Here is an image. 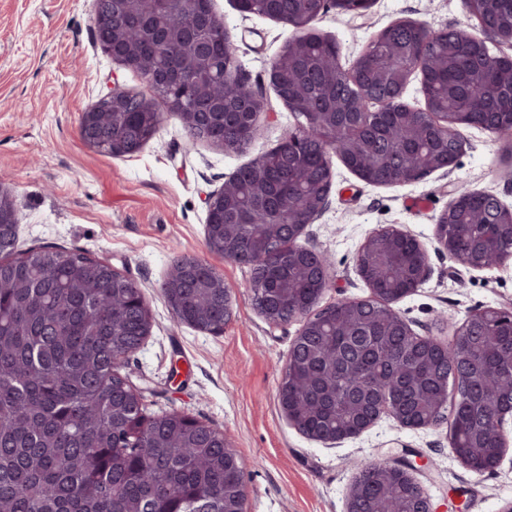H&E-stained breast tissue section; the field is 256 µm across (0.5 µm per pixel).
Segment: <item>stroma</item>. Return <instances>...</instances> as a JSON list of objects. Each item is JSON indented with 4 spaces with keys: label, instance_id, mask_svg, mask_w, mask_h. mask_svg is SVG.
Returning <instances> with one entry per match:
<instances>
[{
    "label": "stroma",
    "instance_id": "1",
    "mask_svg": "<svg viewBox=\"0 0 512 512\" xmlns=\"http://www.w3.org/2000/svg\"><path fill=\"white\" fill-rule=\"evenodd\" d=\"M212 5L249 86L269 105L252 141L240 152L194 144L167 116L136 153L115 157L83 144L80 116L112 84L141 92L145 83L100 47L91 22L95 0H0V186L12 191L19 210L17 251L78 249L139 286L152 326L119 371L150 412L178 411L223 430L243 472L246 512H347L358 465L405 448L424 463L415 478L436 512H501L512 503V449L496 471L479 475L457 461L444 425L409 430L385 417L359 436L323 443L283 416L277 391L301 324H268L253 304L249 271L210 252L204 229L207 194L296 125L269 80L292 31L241 13L236 0ZM403 19L478 31L463 0H374L364 16L332 8L314 27L336 41L347 67L382 29ZM331 163L328 205L298 240L332 260L320 306L369 297L356 254L371 232L389 225L414 235L429 253V278L394 304L415 333L449 341L473 309L512 306V260L454 270L435 240L436 221L455 190L485 191L512 204V137L465 130L452 169L407 184H369L339 158ZM179 254L222 275L234 301L222 333L177 323L164 300L161 286Z\"/></svg>",
    "mask_w": 512,
    "mask_h": 512
}]
</instances>
